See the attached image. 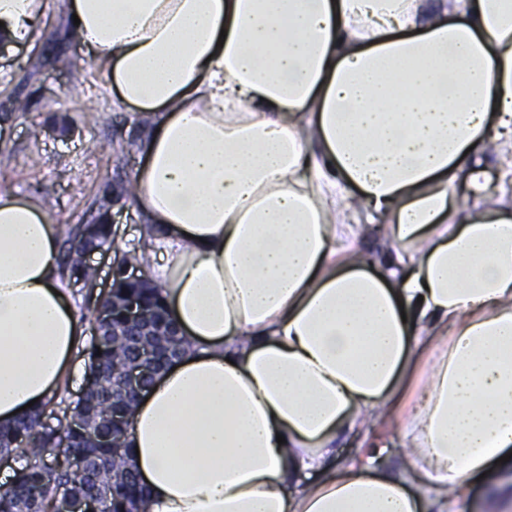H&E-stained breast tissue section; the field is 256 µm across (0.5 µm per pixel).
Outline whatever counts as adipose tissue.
I'll return each mask as SVG.
<instances>
[{
	"label": "adipose tissue",
	"mask_w": 512,
	"mask_h": 512,
	"mask_svg": "<svg viewBox=\"0 0 512 512\" xmlns=\"http://www.w3.org/2000/svg\"><path fill=\"white\" fill-rule=\"evenodd\" d=\"M42 7L0 0V41ZM68 9L152 118L131 206L192 343L131 418L147 512H463L480 476L512 512V0ZM60 238L0 190V427L75 374Z\"/></svg>",
	"instance_id": "obj_1"
}]
</instances>
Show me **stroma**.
Returning <instances> with one entry per match:
<instances>
[{
    "label": "stroma",
    "mask_w": 512,
    "mask_h": 512,
    "mask_svg": "<svg viewBox=\"0 0 512 512\" xmlns=\"http://www.w3.org/2000/svg\"><path fill=\"white\" fill-rule=\"evenodd\" d=\"M66 0H44L40 39L0 51V181L20 197L41 202L62 228L95 222L106 214L115 249L91 261L98 291H108L119 252L136 248L142 222L120 192L141 160L151 133L133 112L112 108L94 64L67 36ZM42 58L41 69L29 62ZM26 102L27 113L16 110ZM102 148L89 152L90 140Z\"/></svg>",
    "instance_id": "35a3bbf8"
}]
</instances>
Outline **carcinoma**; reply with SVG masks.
<instances>
[{"mask_svg":"<svg viewBox=\"0 0 512 512\" xmlns=\"http://www.w3.org/2000/svg\"><path fill=\"white\" fill-rule=\"evenodd\" d=\"M113 244L112 227L103 215L90 229L84 224L70 228L61 276L75 284L92 283L96 270L84 260V253ZM129 265L148 268L150 256L126 252L116 261L113 288L105 299L108 322L92 321L99 336L90 353L83 396L74 402L52 397L41 409L0 428V455L15 454L21 460L14 485L0 491V512H67L71 501L91 503L97 512L144 510V489L126 454L138 397L123 393L114 379L138 359L142 348L161 345L178 359L191 343L182 335H126L129 327L120 305L128 298L151 310L153 326L166 329L172 322L161 289L150 281L129 279ZM115 414L125 419V427L112 422ZM53 448H67L71 454L59 455L51 452ZM79 455L92 475L80 472Z\"/></svg>","mask_w":512,"mask_h":512,"instance_id":"cac0c4a2","label":"carcinoma"}]
</instances>
